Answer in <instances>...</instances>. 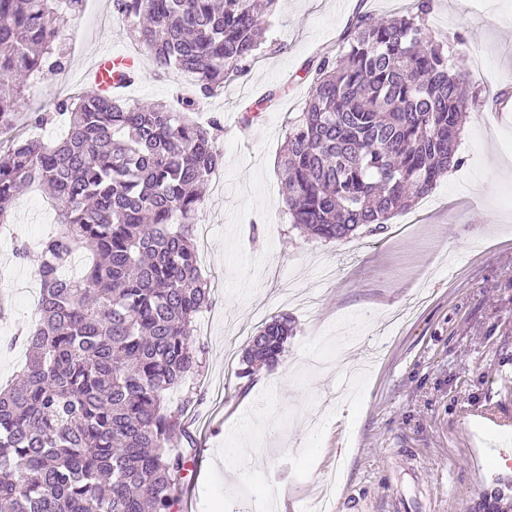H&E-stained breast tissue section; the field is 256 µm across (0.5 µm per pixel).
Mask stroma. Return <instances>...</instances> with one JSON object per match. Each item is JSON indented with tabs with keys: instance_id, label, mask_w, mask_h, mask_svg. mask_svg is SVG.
I'll list each match as a JSON object with an SVG mask.
<instances>
[{
	"instance_id": "stroma-1",
	"label": "stroma",
	"mask_w": 512,
	"mask_h": 512,
	"mask_svg": "<svg viewBox=\"0 0 512 512\" xmlns=\"http://www.w3.org/2000/svg\"><path fill=\"white\" fill-rule=\"evenodd\" d=\"M108 0L69 25L66 73L77 80L101 47L139 52L128 105L179 106L191 75L159 72L147 47L106 18ZM410 0H280L246 76L209 109L221 115L220 184L204 188L194 228L214 298L196 319L206 346L193 387L196 451L184 512H287L335 478L330 512H472L496 478H512V112L494 113L489 87L512 88V0H435L436 42L464 38L467 120L451 169L384 231L315 239L288 221L279 161L289 118L312 81L304 68L360 13L404 15ZM0 234V384L27 353L13 338L35 327L37 245L56 227L37 188L16 198ZM296 326L280 362L239 378L250 336L272 317Z\"/></svg>"
}]
</instances>
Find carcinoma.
<instances>
[{"instance_id":"carcinoma-1","label":"carcinoma","mask_w":512,"mask_h":512,"mask_svg":"<svg viewBox=\"0 0 512 512\" xmlns=\"http://www.w3.org/2000/svg\"><path fill=\"white\" fill-rule=\"evenodd\" d=\"M279 0H112L157 68L194 75L181 109L128 106L91 94L60 99L29 119L65 127L57 143L0 146V223L20 188L49 194L59 229L39 244L38 324L20 334L29 358L0 389V509L4 512H182L193 392H166L202 367L193 338L212 305L193 227L200 186L220 168L222 119L198 122L203 100L243 76ZM433 0L408 14L362 15L339 51L312 61L313 88L288 120L281 156L285 204L297 229L324 240L373 232L462 164V50L429 35ZM83 0H0V135L25 100L16 75L65 68L60 45ZM87 256L79 274L66 267ZM286 315L250 337L240 377L275 365L293 336ZM497 488L482 512H512Z\"/></svg>"}]
</instances>
